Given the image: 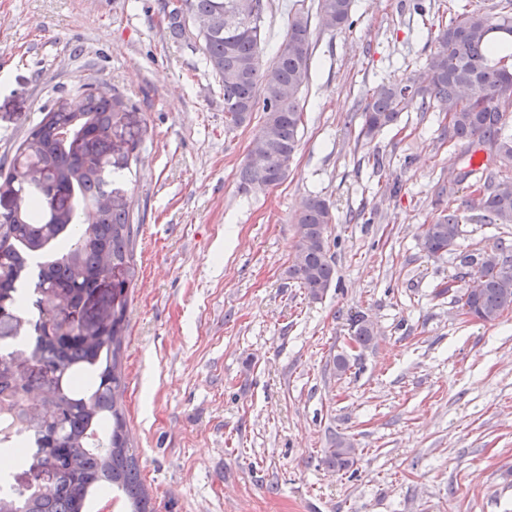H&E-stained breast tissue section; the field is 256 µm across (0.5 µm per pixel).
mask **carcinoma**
<instances>
[{"label": "carcinoma", "instance_id": "1", "mask_svg": "<svg viewBox=\"0 0 512 512\" xmlns=\"http://www.w3.org/2000/svg\"><path fill=\"white\" fill-rule=\"evenodd\" d=\"M354 0H317L316 15L331 32L354 26ZM267 0H179L168 12L175 38L198 26L205 65L224 88L226 122L240 126L258 110L265 113L262 136L254 142L264 153L259 169L245 162L239 189L248 193L261 184L277 185L288 177L285 161L299 147L303 108L299 93L311 71L309 13L291 16L285 39L270 66L262 68L261 23ZM512 31V14L492 9L466 11L438 31L425 71L404 82L381 83L362 108L360 134L373 139L396 125L404 112L448 113V139L490 147L482 168L470 219L485 224H512V193L500 190L502 167L512 166V134L506 130L503 100L512 98V77L488 58V36ZM73 109L52 108L29 129L0 178V199L13 206L0 212V337L15 339L32 328L31 345L0 349V395L14 412L0 415L3 451L22 454L29 443L43 450L54 480L0 486V512H90V501L104 491L122 493L130 512H153L131 451L124 412L126 390L123 341L130 288L137 274L131 203L116 197L132 174L138 141L131 143L121 165L99 150L79 154L59 137L70 125L84 137L100 138L124 126L129 101L117 92L89 87L72 100ZM462 216L456 210L423 226V246L432 255L454 251ZM298 240L288 278L312 299L334 283L335 269L327 242L332 222L330 203L314 195L295 216ZM499 261L464 260V281L475 277L479 288L460 289L456 302L464 314L484 323L512 312V255L503 246ZM112 299L100 325L78 331L63 311L42 305L43 291L64 286L68 305L79 306L114 271ZM372 323L354 320V338L371 345ZM358 449L343 437L332 442L325 461L338 468L353 466Z\"/></svg>", "mask_w": 512, "mask_h": 512}]
</instances>
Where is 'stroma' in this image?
Segmentation results:
<instances>
[{
	"label": "stroma",
	"instance_id": "obj_1",
	"mask_svg": "<svg viewBox=\"0 0 512 512\" xmlns=\"http://www.w3.org/2000/svg\"><path fill=\"white\" fill-rule=\"evenodd\" d=\"M495 2L355 0L352 29L312 22L289 175L244 194L264 114L226 125L224 90L194 37L170 36L165 0H0L1 169L85 83L134 106L125 410L156 512H512V313L470 319L444 291L464 257L512 249V224H462L451 254L422 247L424 225L465 207L466 189L445 187L488 150L442 141L432 111L359 136L369 90L421 70L439 27ZM315 7L270 0L263 65ZM313 194L333 213L336 281L319 300L288 277ZM359 315L375 327L364 350L349 345ZM338 436L358 448L344 471L325 461Z\"/></svg>",
	"mask_w": 512,
	"mask_h": 512
}]
</instances>
